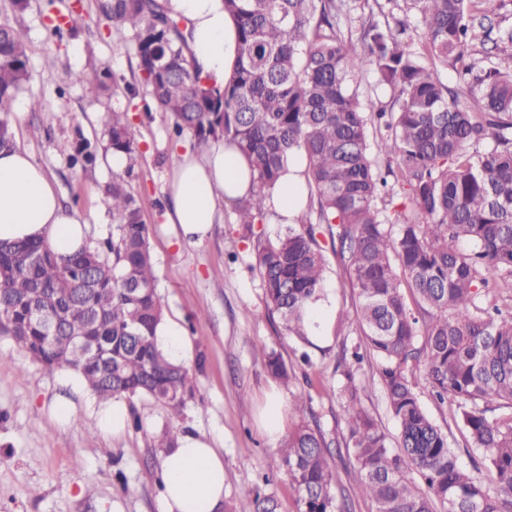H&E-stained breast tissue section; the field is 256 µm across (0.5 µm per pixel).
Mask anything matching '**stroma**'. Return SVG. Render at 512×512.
<instances>
[{
	"label": "stroma",
	"instance_id": "stroma-1",
	"mask_svg": "<svg viewBox=\"0 0 512 512\" xmlns=\"http://www.w3.org/2000/svg\"><path fill=\"white\" fill-rule=\"evenodd\" d=\"M69 20L61 35L48 30L51 17ZM19 32L27 50L28 80L17 103L40 102L39 110L14 119L18 145L27 148L46 170L61 203L80 214L91 239L107 237L112 214L103 195L113 171L104 150L103 109L127 110L140 153L129 179L154 253L157 291L167 320L184 334L185 365L194 368L197 355L205 365L196 390L180 413L147 400L130 399L129 411L139 415L140 429L125 428L105 435L96 427L98 400L74 372L47 370L30 362L11 337L0 335V512H163L159 482L163 454L156 443L165 429L203 434L215 441L224 457L226 498L237 512H253L255 488L274 494L278 512H298L297 493L283 473L280 438L261 428L260 411L268 395H303L305 413L283 410L284 428L292 430L299 417L317 423L333 448L329 463L337 494L351 498V512H375L373 502L352 489V462L338 442L346 432V402L336 393L346 375L365 385L362 403L381 423L389 439L398 425L372 368L342 359V348L360 337L355 302L341 275L329 235L319 242L327 259L323 303L334 306L336 322L320 328L321 338L309 346L288 337L278 319L265 314L264 294L252 271L254 236L276 240L286 225L264 213L253 233L236 220L233 205L213 225L207 239L191 243L168 224L167 185L175 153L197 150L191 133L175 136L164 113L150 108L145 90L128 94L136 81V49L128 37L117 35L100 16L94 0H27L17 11L13 0H0V22ZM74 71L108 69L120 91L102 104L80 84L62 86V68ZM96 145L95 169L70 167L78 138ZM279 353L293 379L274 380L267 372L263 350ZM417 392L435 424L447 435L460 463H480L467 450V435L451 418L452 406L440 403L418 380ZM71 404L70 422L57 426L50 413L59 400Z\"/></svg>",
	"mask_w": 512,
	"mask_h": 512
}]
</instances>
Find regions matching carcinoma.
Wrapping results in <instances>:
<instances>
[{
  "label": "carcinoma",
  "instance_id": "1",
  "mask_svg": "<svg viewBox=\"0 0 512 512\" xmlns=\"http://www.w3.org/2000/svg\"><path fill=\"white\" fill-rule=\"evenodd\" d=\"M507 0H224L238 30L233 76L217 88L192 57L184 30L163 0H104L99 12L131 35L136 73L176 134L198 144H235L255 173L256 190L235 203L249 233L288 159L307 157L308 210L277 241L257 239L252 270L267 314L285 333L308 336V313L324 292L327 228L356 300L365 348L399 427L398 446L363 407L364 387L346 374L348 438L356 489L375 512H512V56ZM0 149L16 144L8 114L28 76L26 46L0 24ZM452 69L457 84L438 71ZM392 92L389 106L364 102L367 72ZM106 95L111 75L74 74ZM109 146L138 162L124 111L106 109ZM81 143L69 165L96 164ZM112 234L61 254L43 241L0 246V335L33 363L81 376L101 399H149L179 412L194 378L158 344L163 308L141 208L119 175L106 188ZM468 248L461 250L457 243ZM59 306L54 336L31 317ZM103 341L101 354L72 333ZM423 344H418V340ZM276 379L290 380L275 352ZM422 372L452 419L481 454L489 479L461 465L447 435L416 392ZM329 443L302 418L280 448L299 512H349L334 492ZM423 481L426 489L419 487ZM254 512H277L274 495L252 491Z\"/></svg>",
  "mask_w": 512,
  "mask_h": 512
}]
</instances>
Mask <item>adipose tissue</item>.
Masks as SVG:
<instances>
[{
  "label": "adipose tissue",
  "mask_w": 512,
  "mask_h": 512,
  "mask_svg": "<svg viewBox=\"0 0 512 512\" xmlns=\"http://www.w3.org/2000/svg\"><path fill=\"white\" fill-rule=\"evenodd\" d=\"M170 14L182 18L195 62L216 85H223L237 59V33L224 0H167ZM307 161L288 160L285 173L266 197L279 223H296L303 209L300 189ZM170 223L184 239L200 242L217 223L225 204L250 196L252 178L246 159L233 147L216 144L203 153L185 152L175 162L168 185ZM47 241L68 254L87 247V227L66 210L31 153L22 147L0 151V241ZM164 512H222L224 458L210 438L186 434L163 457Z\"/></svg>",
  "instance_id": "1"
}]
</instances>
